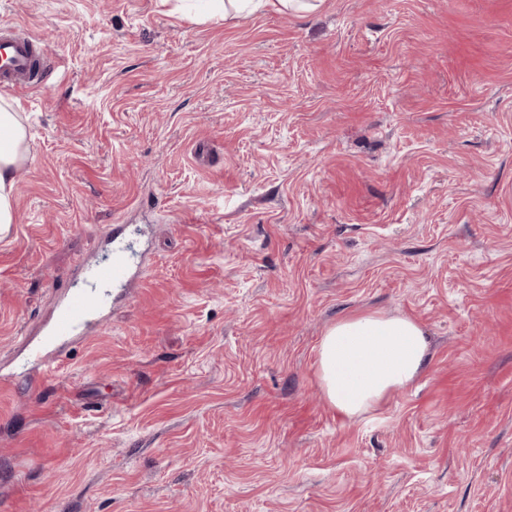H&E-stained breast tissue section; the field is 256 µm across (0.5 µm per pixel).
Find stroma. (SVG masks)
I'll return each mask as SVG.
<instances>
[{"label":"stroma","instance_id":"obj_1","mask_svg":"<svg viewBox=\"0 0 512 512\" xmlns=\"http://www.w3.org/2000/svg\"><path fill=\"white\" fill-rule=\"evenodd\" d=\"M206 7L0 0L57 63L5 95L0 512H512V0ZM117 227L128 295L33 384ZM365 311L429 360L349 419L317 351ZM314 0H210L214 17L235 18L243 13H257L267 9L304 14L317 8ZM0 233L15 223L14 195L17 172L30 161L32 145L20 112L0 99Z\"/></svg>","mask_w":512,"mask_h":512}]
</instances>
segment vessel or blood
Instances as JSON below:
<instances>
[{
    "instance_id": "b4317fda",
    "label": "vessel or blood",
    "mask_w": 512,
    "mask_h": 512,
    "mask_svg": "<svg viewBox=\"0 0 512 512\" xmlns=\"http://www.w3.org/2000/svg\"><path fill=\"white\" fill-rule=\"evenodd\" d=\"M48 59L39 38L15 33L10 27L0 29V87L17 91L39 86L40 73ZM82 268L84 287L61 292L40 342L29 350V358L40 377H54L60 348L79 343L94 326L101 324L113 290L125 287L129 281L131 263L127 247L120 240H113L108 262H86Z\"/></svg>"
}]
</instances>
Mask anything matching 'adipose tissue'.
<instances>
[{
    "label": "adipose tissue",
    "instance_id": "1",
    "mask_svg": "<svg viewBox=\"0 0 512 512\" xmlns=\"http://www.w3.org/2000/svg\"><path fill=\"white\" fill-rule=\"evenodd\" d=\"M213 16L229 19L267 9L304 14L314 0H210ZM32 145L20 112L0 99V233L15 221L16 175L30 161ZM422 325L391 313L344 316L324 332L318 347L317 378L331 407L348 418L378 408L410 386L428 363Z\"/></svg>",
    "mask_w": 512,
    "mask_h": 512
}]
</instances>
